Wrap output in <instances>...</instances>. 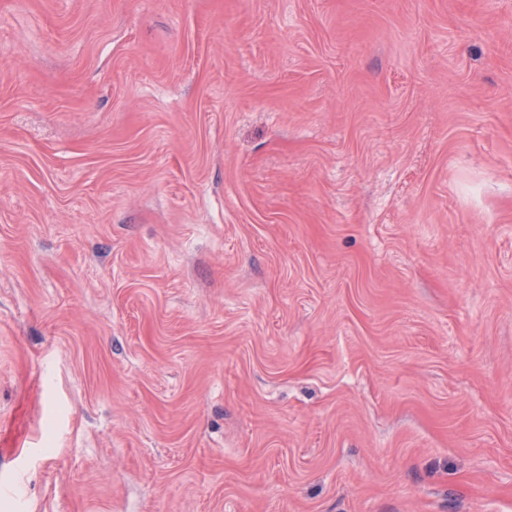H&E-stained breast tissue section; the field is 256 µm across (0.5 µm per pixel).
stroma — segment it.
I'll return each instance as SVG.
<instances>
[{
  "mask_svg": "<svg viewBox=\"0 0 512 512\" xmlns=\"http://www.w3.org/2000/svg\"><path fill=\"white\" fill-rule=\"evenodd\" d=\"M0 512H512V0H0Z\"/></svg>",
  "mask_w": 512,
  "mask_h": 512,
  "instance_id": "obj_1",
  "label": "stroma"
}]
</instances>
